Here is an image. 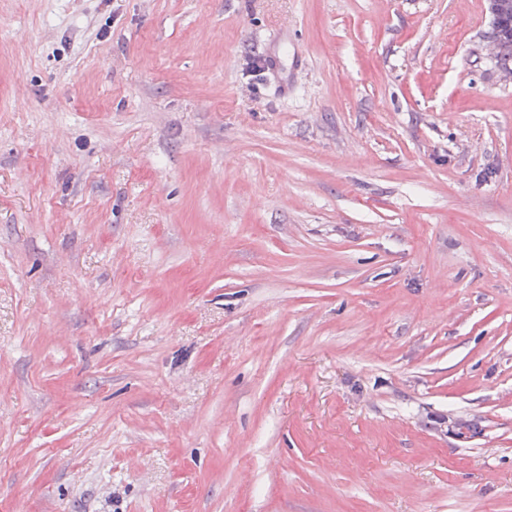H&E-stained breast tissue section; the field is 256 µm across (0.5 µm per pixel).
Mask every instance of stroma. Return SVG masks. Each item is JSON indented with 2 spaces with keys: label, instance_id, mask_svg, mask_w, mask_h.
<instances>
[{
  "label": "stroma",
  "instance_id": "1",
  "mask_svg": "<svg viewBox=\"0 0 512 512\" xmlns=\"http://www.w3.org/2000/svg\"><path fill=\"white\" fill-rule=\"evenodd\" d=\"M489 33L0 0V512H512Z\"/></svg>",
  "mask_w": 512,
  "mask_h": 512
}]
</instances>
